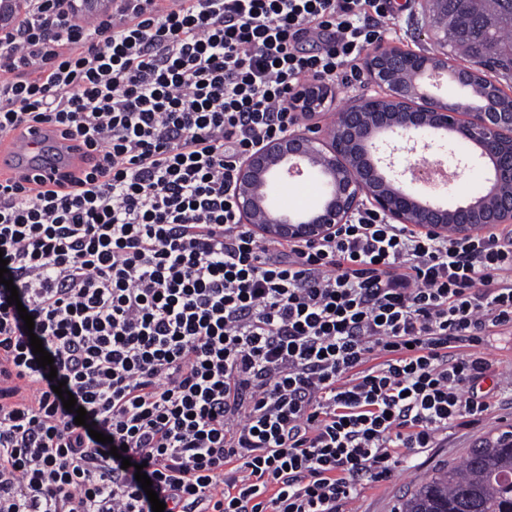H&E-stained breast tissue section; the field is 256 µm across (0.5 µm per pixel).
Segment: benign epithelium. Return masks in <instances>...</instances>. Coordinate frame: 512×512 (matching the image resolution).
<instances>
[{"mask_svg":"<svg viewBox=\"0 0 512 512\" xmlns=\"http://www.w3.org/2000/svg\"><path fill=\"white\" fill-rule=\"evenodd\" d=\"M371 85L382 94L367 97L338 111L331 129L323 135L292 130L262 149L245 156L238 166L236 197L242 223L271 239L315 242L345 223L359 207L370 204L395 224L417 227L431 235H445L448 227L465 236L496 224L512 223V108L503 109L482 99L463 111L444 108V99L422 86L424 77L440 87L437 74L461 85L467 76L433 64L429 56L407 52L388 44L376 45L365 57ZM327 89L310 81L291 100V107L315 112L325 107ZM443 131L455 142L472 149L470 163L485 173L484 183L470 201L445 206L430 200L423 188L442 185L421 177L408 181L401 176L407 166L389 176L394 168L379 156L385 138L396 136L422 142L430 149ZM308 174L320 182V202L305 211L291 212L275 206L274 198L283 175Z\"/></svg>","mask_w":512,"mask_h":512,"instance_id":"benign-epithelium-1","label":"benign epithelium"}]
</instances>
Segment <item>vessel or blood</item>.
I'll use <instances>...</instances> for the list:
<instances>
[{"label": "vessel or blood", "mask_w": 512, "mask_h": 512, "mask_svg": "<svg viewBox=\"0 0 512 512\" xmlns=\"http://www.w3.org/2000/svg\"><path fill=\"white\" fill-rule=\"evenodd\" d=\"M62 140L55 128L35 126L10 151L0 152V176L8 172H24L39 178H50L58 166Z\"/></svg>", "instance_id": "obj_1"}]
</instances>
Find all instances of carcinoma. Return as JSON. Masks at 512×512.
Segmentation results:
<instances>
[{"mask_svg":"<svg viewBox=\"0 0 512 512\" xmlns=\"http://www.w3.org/2000/svg\"><path fill=\"white\" fill-rule=\"evenodd\" d=\"M445 51L480 67L471 85L474 98L491 85L483 72L512 73V0H428ZM397 512H512V433L473 448L463 467L436 471L397 507Z\"/></svg>","mask_w":512,"mask_h":512,"instance_id":"1","label":"carcinoma"}]
</instances>
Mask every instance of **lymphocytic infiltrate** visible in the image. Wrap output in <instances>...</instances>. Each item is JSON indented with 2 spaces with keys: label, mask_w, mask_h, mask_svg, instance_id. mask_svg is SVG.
<instances>
[{
  "label": "lymphocytic infiltrate",
  "mask_w": 512,
  "mask_h": 512,
  "mask_svg": "<svg viewBox=\"0 0 512 512\" xmlns=\"http://www.w3.org/2000/svg\"><path fill=\"white\" fill-rule=\"evenodd\" d=\"M26 2L0 29V136L48 123L82 150L52 182L0 181L20 299L0 284V512H152L140 463L164 512H343L395 449L495 407L481 347L512 329V230L364 208L267 241L235 200L240 160L298 125L296 87L361 81L391 0Z\"/></svg>",
  "instance_id": "f902f5d3"
}]
</instances>
